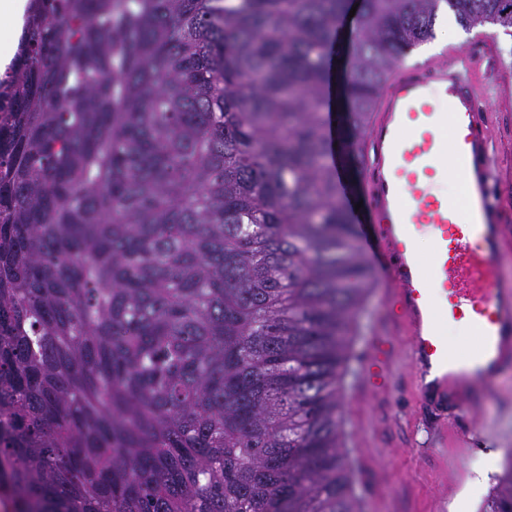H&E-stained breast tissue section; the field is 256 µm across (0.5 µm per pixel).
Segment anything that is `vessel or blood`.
<instances>
[{"mask_svg": "<svg viewBox=\"0 0 512 512\" xmlns=\"http://www.w3.org/2000/svg\"><path fill=\"white\" fill-rule=\"evenodd\" d=\"M469 52L451 48L437 60L404 65L389 78L368 125L362 177H339L347 205H359L361 253L381 260L386 301L408 338L418 401L456 416L470 412L479 386L512 372V274L501 260L512 251L492 186L498 177L489 97ZM452 158L466 202L441 191ZM429 241L420 261L419 238ZM469 326L477 338L467 357L450 353L444 322ZM393 350L375 343L361 367L368 388L392 383Z\"/></svg>", "mask_w": 512, "mask_h": 512, "instance_id": "obj_1", "label": "vessel or blood"}]
</instances>
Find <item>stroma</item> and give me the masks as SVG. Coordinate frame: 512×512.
Segmentation results:
<instances>
[{
  "label": "stroma",
  "mask_w": 512,
  "mask_h": 512,
  "mask_svg": "<svg viewBox=\"0 0 512 512\" xmlns=\"http://www.w3.org/2000/svg\"><path fill=\"white\" fill-rule=\"evenodd\" d=\"M512 36L493 25L468 31L466 37L448 32L413 48L409 59L428 62L451 47L469 49L476 61L493 50L496 66L507 88L512 89V57L503 53ZM387 284L375 274L369 298L359 313L349 352V365L364 363L373 341L384 340L396 350L390 389L358 387L342 392V418L362 436L361 449L346 448L355 479L359 512H459L461 492L474 478V467L483 451H493L498 467H505L512 450V374L492 389L479 391L474 405L459 427L470 434L468 444L429 448L420 426L419 409L409 384L412 368L406 359L408 340L392 318L385 302Z\"/></svg>",
  "instance_id": "1"
}]
</instances>
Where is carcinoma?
I'll use <instances>...</instances> for the list:
<instances>
[{
    "label": "carcinoma",
    "instance_id": "carcinoma-1",
    "mask_svg": "<svg viewBox=\"0 0 512 512\" xmlns=\"http://www.w3.org/2000/svg\"><path fill=\"white\" fill-rule=\"evenodd\" d=\"M354 0H32L0 76V494L18 512H356L341 379L372 277L323 112ZM359 0L362 151L439 15ZM480 512H512V463Z\"/></svg>",
    "mask_w": 512,
    "mask_h": 512
}]
</instances>
